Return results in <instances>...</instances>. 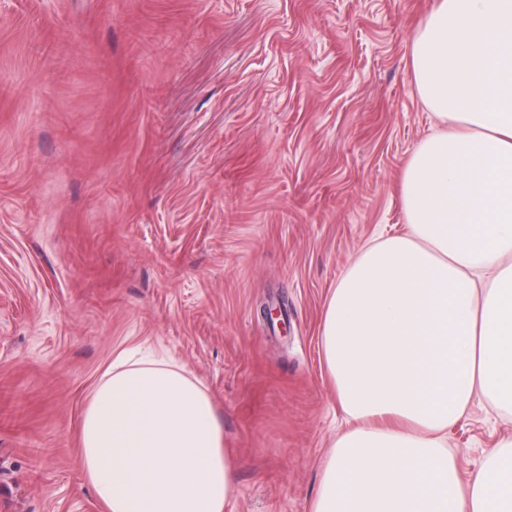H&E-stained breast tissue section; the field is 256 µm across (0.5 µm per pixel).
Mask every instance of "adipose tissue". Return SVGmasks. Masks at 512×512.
<instances>
[{"label": "adipose tissue", "mask_w": 512, "mask_h": 512, "mask_svg": "<svg viewBox=\"0 0 512 512\" xmlns=\"http://www.w3.org/2000/svg\"><path fill=\"white\" fill-rule=\"evenodd\" d=\"M413 79L436 119L401 177L407 228L363 247L320 334L339 435L309 512H512V438L460 479L448 428L512 413V0H437ZM104 512H224L236 466L203 384L118 355L80 426Z\"/></svg>", "instance_id": "obj_1"}]
</instances>
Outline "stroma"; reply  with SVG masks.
<instances>
[{"mask_svg": "<svg viewBox=\"0 0 512 512\" xmlns=\"http://www.w3.org/2000/svg\"><path fill=\"white\" fill-rule=\"evenodd\" d=\"M434 4L0 0V512H102L82 416L146 350L213 398L230 512H308L346 428L324 305L404 228ZM510 434L475 404L448 430L461 477Z\"/></svg>", "mask_w": 512, "mask_h": 512, "instance_id": "1", "label": "stroma"}]
</instances>
